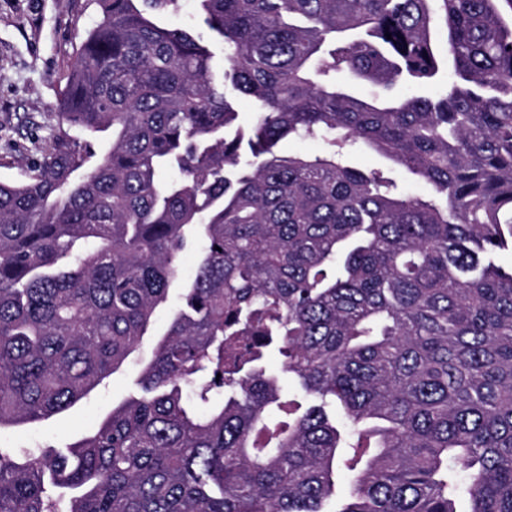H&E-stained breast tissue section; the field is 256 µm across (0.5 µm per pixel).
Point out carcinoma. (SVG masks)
<instances>
[{
	"label": "carcinoma",
	"mask_w": 512,
	"mask_h": 512,
	"mask_svg": "<svg viewBox=\"0 0 512 512\" xmlns=\"http://www.w3.org/2000/svg\"><path fill=\"white\" fill-rule=\"evenodd\" d=\"M198 2L221 56L158 23L180 0H96L53 134L0 183V431L87 399L178 299L92 430L0 448V512H323L341 475L340 512H512V0ZM226 94L235 105L238 112L236 126L241 129L246 140L254 122L255 106L252 101L240 96L230 86L226 87ZM349 165L364 171L379 169L391 174L404 192L413 196H422L429 193V186L424 182H418L402 170L393 167L388 161L375 152L368 149H356L348 157Z\"/></svg>",
	"instance_id": "cac0c4a2"
}]
</instances>
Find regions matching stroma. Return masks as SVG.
Returning a JSON list of instances; mask_svg holds the SVG:
<instances>
[{"label":"stroma","mask_w":512,"mask_h":512,"mask_svg":"<svg viewBox=\"0 0 512 512\" xmlns=\"http://www.w3.org/2000/svg\"><path fill=\"white\" fill-rule=\"evenodd\" d=\"M98 18L96 0H0V181H21L35 141L54 128L69 66ZM348 162L360 170L391 174L407 194L429 192L426 183L412 179L371 150L352 151ZM153 346V337H145L138 358L71 411L0 432V439L17 448L74 441L135 390L140 362L150 357Z\"/></svg>","instance_id":"stroma-1"}]
</instances>
